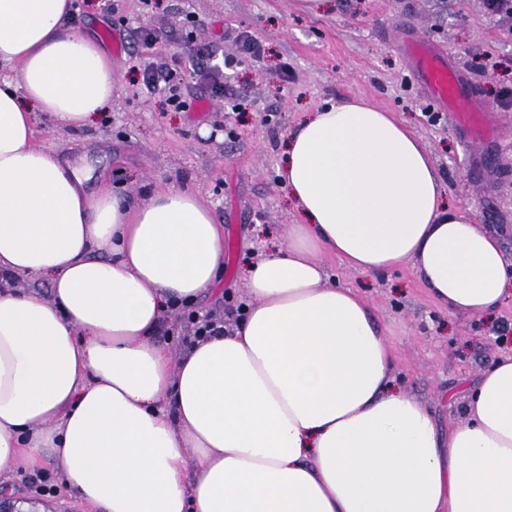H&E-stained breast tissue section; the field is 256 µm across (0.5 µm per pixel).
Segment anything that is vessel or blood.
I'll use <instances>...</instances> for the list:
<instances>
[{
    "label": "vessel or blood",
    "mask_w": 512,
    "mask_h": 512,
    "mask_svg": "<svg viewBox=\"0 0 512 512\" xmlns=\"http://www.w3.org/2000/svg\"><path fill=\"white\" fill-rule=\"evenodd\" d=\"M407 51L417 59L416 76L430 89L431 97L445 111L459 113L464 119H477L484 106L474 88L468 87L464 76L453 66L445 63L433 46L406 42Z\"/></svg>",
    "instance_id": "obj_1"
}]
</instances>
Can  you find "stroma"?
I'll use <instances>...</instances> for the list:
<instances>
[{
  "instance_id": "stroma-1",
  "label": "stroma",
  "mask_w": 512,
  "mask_h": 512,
  "mask_svg": "<svg viewBox=\"0 0 512 512\" xmlns=\"http://www.w3.org/2000/svg\"><path fill=\"white\" fill-rule=\"evenodd\" d=\"M81 8L77 29L112 55V106L77 130L35 114V141L110 170L113 191L138 201L169 185L197 192L224 227V274L199 312L231 324L246 296L242 271L258 233L280 241L294 223V207L277 184L281 150L303 112L327 101L366 97L406 120L430 150L450 202L471 208L512 256V109L496 101L500 85L512 83V33L487 15L483 0H329L316 15L299 11L296 0H83ZM189 14L214 64L237 54L233 32L261 46L260 56L224 75L227 88L247 93L246 111L214 101L171 112L142 91L138 65L180 52ZM142 27L160 30L163 41L143 47ZM407 35L444 51L476 86L495 137H467L449 112L427 121L428 93L400 48ZM323 262L332 282L359 289L391 324L403 388L440 426L462 418L470 385L512 351V300L490 317L451 315L411 265L365 275L332 255Z\"/></svg>"
}]
</instances>
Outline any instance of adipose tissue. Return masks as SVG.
<instances>
[{
    "mask_svg": "<svg viewBox=\"0 0 512 512\" xmlns=\"http://www.w3.org/2000/svg\"><path fill=\"white\" fill-rule=\"evenodd\" d=\"M71 0H0V474L57 464L101 512H512V354L441 429L391 376L387 324L322 255L412 264L448 314L512 298V257L452 205L422 138L365 99L306 112L278 168L297 218L245 272L230 330L180 359L154 334L208 296L224 227L192 190L101 189L33 142V114L85 126L112 104V57L65 25Z\"/></svg>",
    "mask_w": 512,
    "mask_h": 512,
    "instance_id": "adipose-tissue-1",
    "label": "adipose tissue"
}]
</instances>
